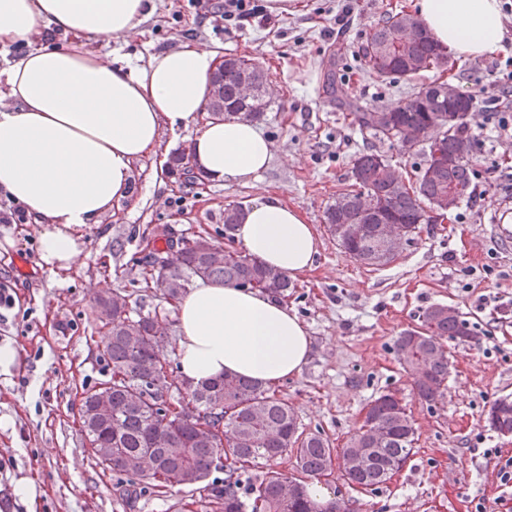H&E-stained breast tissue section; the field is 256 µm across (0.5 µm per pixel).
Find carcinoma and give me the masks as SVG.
Segmentation results:
<instances>
[{"label":"carcinoma","mask_w":512,"mask_h":512,"mask_svg":"<svg viewBox=\"0 0 512 512\" xmlns=\"http://www.w3.org/2000/svg\"><path fill=\"white\" fill-rule=\"evenodd\" d=\"M361 61L378 82L413 80L423 71L453 68L448 51L429 33L424 23L408 13L386 18L369 34L361 48ZM253 89L249 99L240 97L238 85ZM269 75L258 63L245 58L224 60V107L213 116H241L260 121L269 101ZM448 97L446 82L437 79L414 87L403 103L382 108L383 121L370 133L383 141L421 134L437 124L432 141L422 143L425 163L414 181L384 184L378 179L387 159L366 152L354 160L349 189L338 195L324 211L325 223L336 244L350 257L369 266H384L393 258L379 250L376 226L403 224L412 242L420 225L428 222L426 207L454 184L461 198L473 194L470 155L473 135L467 123L448 124V113L469 112L475 101L460 85ZM336 105L351 111L360 129L366 109L351 100L343 84L328 80ZM242 211L239 204L224 210V259L206 263L192 249L174 256L169 278L187 281L204 278L227 286L260 291L285 302L295 287L288 275L265 266L234 248L233 231ZM128 295L112 292V328L106 336L104 356L112 365L106 388L112 400V418L99 424L97 432L112 443V459L96 460L105 470L128 476L125 496L136 500L148 493L161 496L181 485H195L201 501L212 512H339L336 501H312L306 480H319L332 473L335 459H346L354 448H363L362 458L349 461L340 470L343 483L364 491L387 484L410 458L417 429L399 404L397 393L385 391L366 407L362 424L343 448L320 432L299 429L294 410L278 392L237 376L194 384L173 372L172 360L160 362L154 346L156 317L168 319L164 308L130 317ZM445 306L428 308L422 324L397 339L396 351L411 378L412 390L421 404L432 408L445 397L449 358L445 341L470 342L475 330L458 310L443 313ZM429 359L428 372L417 375L421 360ZM488 425L498 433H512V397L497 398L487 411ZM229 446H224L222 438ZM293 461L289 476L267 471L240 491L237 473L282 457ZM227 477L220 478L219 472Z\"/></svg>","instance_id":"cac0c4a2"}]
</instances>
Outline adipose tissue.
Returning a JSON list of instances; mask_svg holds the SVG:
<instances>
[{
    "instance_id": "ef3b65f1",
    "label": "adipose tissue",
    "mask_w": 512,
    "mask_h": 512,
    "mask_svg": "<svg viewBox=\"0 0 512 512\" xmlns=\"http://www.w3.org/2000/svg\"><path fill=\"white\" fill-rule=\"evenodd\" d=\"M419 19L454 55L493 54L501 0H415ZM151 0H0V45L29 43L0 89V190L42 225L39 252L55 270L79 263L78 239L113 203L132 197L136 161L156 153L162 129L194 128V171L234 184L265 170L272 144L251 120L206 118L216 54L187 40L146 66H112L91 49L135 32ZM67 33L62 45L47 29ZM234 240L288 276L312 270L315 225L265 192L244 207ZM179 371L190 381L227 374L275 384L300 375L311 339L295 312L264 294L201 280L176 307Z\"/></svg>"
}]
</instances>
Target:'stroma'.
I'll return each instance as SVG.
<instances>
[{
  "mask_svg": "<svg viewBox=\"0 0 512 512\" xmlns=\"http://www.w3.org/2000/svg\"><path fill=\"white\" fill-rule=\"evenodd\" d=\"M154 6L138 34L104 37L95 48L116 66H144L187 39L222 56L253 59L273 90L259 123L273 157L245 184H191L176 174L173 159L189 148L193 129H163L157 155L134 165L139 204H115L86 229L82 260L67 271L43 265L39 225H0V289L15 299L0 342L18 350L17 364L0 373V489L21 477L36 488L34 501L15 502L11 512H179L186 503L209 512L191 485L127 505L124 475L96 466L85 447L78 396L111 375L94 299L119 290L130 294L133 310L161 305L158 294L143 289L137 260L144 241L198 233L223 241L225 208L250 204L265 189L298 206L321 241L313 270L295 277L287 303L308 329L311 357L299 376L279 384L281 395L306 430L339 448L366 405L387 390L400 395L417 428L413 455L386 486L374 493L342 490L352 512H473L479 499L499 496L495 467L474 446L512 450V436L493 431L485 416L496 398L512 396V312L502 319L496 310L512 305V231L499 222L512 211V138L496 132L501 120H512V98L502 95L512 84V11L504 15L495 54L455 61L476 102L468 123L481 200L462 201L447 223L422 225L392 263L373 268L339 248L324 208L349 185L360 153L378 151L409 179L423 166L424 151L406 152L360 130L330 101L326 83L335 76L366 109L404 102L411 84L376 83L359 51L388 15L411 12L412 0H291L270 29L255 18L215 19L210 0H154ZM439 304L457 308L480 340L448 341V389L430 409L414 397L395 341Z\"/></svg>",
  "mask_w": 512,
  "mask_h": 512,
  "instance_id": "1",
  "label": "stroma"
}]
</instances>
